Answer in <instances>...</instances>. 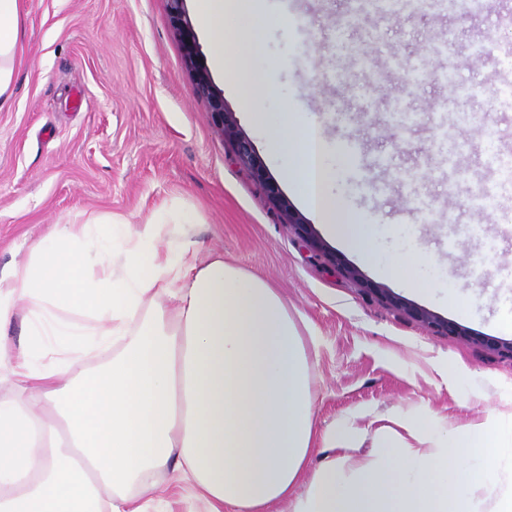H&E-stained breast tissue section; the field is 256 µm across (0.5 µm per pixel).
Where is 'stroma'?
I'll list each match as a JSON object with an SVG mask.
<instances>
[{
    "mask_svg": "<svg viewBox=\"0 0 512 512\" xmlns=\"http://www.w3.org/2000/svg\"><path fill=\"white\" fill-rule=\"evenodd\" d=\"M260 38L271 86H254L260 112L284 105L317 114L329 146L353 145L355 162L327 187L347 211L383 231L363 259L328 237L296 196L288 202L313 230L301 236L264 182L222 136L208 103L194 95L167 0H21L11 93L0 103V268L29 259L53 225L117 215L130 224L178 204L200 258L221 255L276 286L299 327L313 331L310 352L314 439L305 470L330 466L326 434L363 431L359 457L376 453V430L390 414L431 415L459 432L491 412H512V353L446 336L368 291L388 289L412 305L483 336L512 341L498 328L512 314V181L489 173L496 152L512 162V0L401 5L384 18L362 11L340 28L346 0H258ZM287 17V26L270 17ZM453 36L446 49L438 37ZM481 37L483 47L469 43ZM197 42L214 86L252 141L269 180L288 186L267 137L248 118L232 78L214 71L213 47ZM386 55L397 70L370 77ZM453 74L454 85L435 70ZM414 113L401 120L396 109ZM267 179V180H268ZM493 197L491 214L472 206ZM399 225L386 233L388 225ZM421 247V277L447 283L424 298L379 273V264ZM359 276L351 278L347 268Z\"/></svg>",
    "mask_w": 512,
    "mask_h": 512,
    "instance_id": "stroma-1",
    "label": "stroma"
}]
</instances>
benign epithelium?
I'll use <instances>...</instances> for the list:
<instances>
[{
    "instance_id": "benign-epithelium-1",
    "label": "benign epithelium",
    "mask_w": 512,
    "mask_h": 512,
    "mask_svg": "<svg viewBox=\"0 0 512 512\" xmlns=\"http://www.w3.org/2000/svg\"><path fill=\"white\" fill-rule=\"evenodd\" d=\"M167 2L172 25L181 38L184 55L192 74L194 94L208 101L216 127L222 135L233 140L241 161L249 164L257 177L265 181L269 195L277 201L280 207L288 214L289 223L295 225L302 233L306 235L310 234L311 225L304 223L300 217L296 216L292 212L291 207L288 204V200L281 194L278 186L275 183L266 180L264 167L255 153L251 140L237 129L234 122L231 120L230 113L226 112L224 109V97L213 86L206 67L203 64L199 45L196 41L191 21L185 9V0H167ZM367 289L383 295L391 304L405 309L409 315L416 320L427 324L448 336H458L473 340L493 350H506L512 352V341L502 342L493 338L474 336L468 330L454 322L443 320L422 308L409 307L406 302L386 292L382 288L369 285L367 286Z\"/></svg>"
}]
</instances>
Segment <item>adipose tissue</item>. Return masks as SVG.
Here are the masks:
<instances>
[{"instance_id": "obj_1", "label": "adipose tissue", "mask_w": 512, "mask_h": 512, "mask_svg": "<svg viewBox=\"0 0 512 512\" xmlns=\"http://www.w3.org/2000/svg\"><path fill=\"white\" fill-rule=\"evenodd\" d=\"M256 0H196L199 24L224 68V38ZM20 0H0V99L12 86ZM287 181L324 232L371 258L377 225L346 213L326 187L337 167L316 119L285 106L252 113ZM188 212L143 224L110 217L106 243L89 224H57L27 262L0 269V328L27 324L28 341L0 337V512H145L152 477L189 487L203 512H472L475 491L512 467V413L435 435L434 418L390 417L382 454L359 459L352 428L328 433L338 457L304 475L313 437L307 342L265 279L215 258L191 238L159 248ZM431 256L394 257L383 274L421 296L441 282L411 268ZM120 351H113L115 341ZM97 360L89 369V360ZM304 494L292 496L299 476Z\"/></svg>"}]
</instances>
